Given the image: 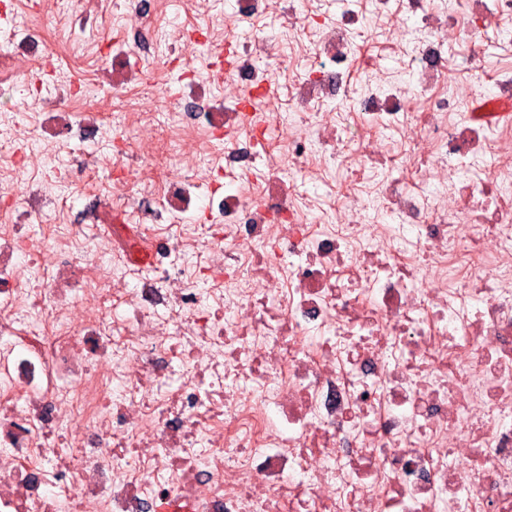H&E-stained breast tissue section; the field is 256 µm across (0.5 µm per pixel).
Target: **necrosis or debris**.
I'll return each mask as SVG.
<instances>
[{"label":"necrosis or debris","mask_w":512,"mask_h":512,"mask_svg":"<svg viewBox=\"0 0 512 512\" xmlns=\"http://www.w3.org/2000/svg\"><path fill=\"white\" fill-rule=\"evenodd\" d=\"M60 3L0 27V512H512V0H340L309 46L256 35L284 0H236L189 117L90 114L76 67L36 88ZM167 6L133 0L113 61L195 44ZM80 131L142 180L94 185ZM336 167L328 203L299 192ZM54 175L143 225L154 269L48 225Z\"/></svg>","instance_id":"obj_1"}]
</instances>
